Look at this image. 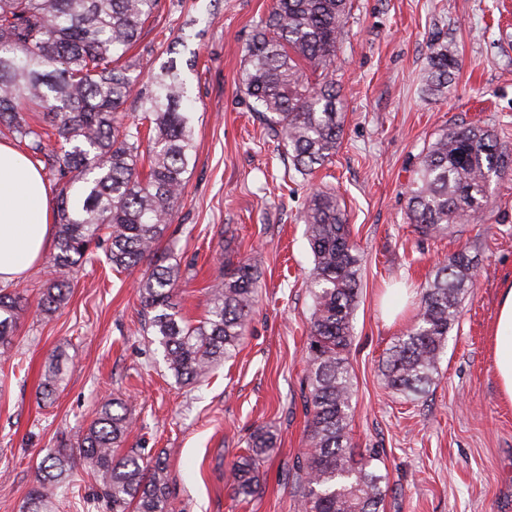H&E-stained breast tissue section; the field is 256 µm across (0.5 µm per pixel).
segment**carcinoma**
<instances>
[{"label":"carcinoma","instance_id":"carcinoma-1","mask_svg":"<svg viewBox=\"0 0 512 512\" xmlns=\"http://www.w3.org/2000/svg\"><path fill=\"white\" fill-rule=\"evenodd\" d=\"M158 6L159 0H0V135L15 141L57 186L51 263L60 272L33 296L0 289V347L11 344L25 308L52 315L67 303V273L102 260L122 273L150 260L138 287L144 331L162 349L173 378L195 384L236 355L257 302L258 273L244 260L214 279L206 317L190 324L173 303L181 264L156 258L184 175L196 162L189 89L176 63L168 62L145 94L132 76L135 61L126 57ZM350 10V0H272L244 47L239 92L302 175L333 158L342 134L336 49ZM458 66L448 46L436 47L423 76L427 89L445 94ZM133 96L144 110L130 120L123 106ZM34 112L42 120H33ZM510 168L512 158L490 130L473 123L442 131L409 181L408 223L422 236L447 235L449 225L488 208L492 179ZM301 219L313 257L307 451L294 463L304 486L301 512H380L386 478L376 465L379 452L370 448L355 458L348 436L362 255L335 193L313 192ZM473 268L472 258L457 252L421 288L414 322L382 365L392 392L412 399L434 383ZM66 359L64 350L53 351L39 397L56 394ZM131 425L122 400L105 401L75 438L59 441L32 472L20 512H55L59 489L80 462L109 512H167L164 464L132 448L121 451ZM275 444L271 427L255 428L231 464L235 495L258 493L260 462Z\"/></svg>","mask_w":512,"mask_h":512}]
</instances>
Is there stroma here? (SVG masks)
Segmentation results:
<instances>
[{"mask_svg": "<svg viewBox=\"0 0 512 512\" xmlns=\"http://www.w3.org/2000/svg\"><path fill=\"white\" fill-rule=\"evenodd\" d=\"M271 0H160L136 51L140 88L169 60L192 96L196 163L173 209L159 255L188 263L180 314L202 320L206 288L229 263L250 260L260 290L235 358L205 382L181 385L143 331L136 282L144 268L71 273L53 315L17 321L0 358V512H19L49 448L89 423L109 398L134 418L125 448L164 460L169 512H300L293 462L307 449L306 345L312 254L300 216L315 189L335 192L363 256L349 354L355 452L380 449L388 489L381 512H512V404L498 393L493 332L499 294L512 282V171L493 179L488 210L423 237L407 221L408 180L442 129L478 123L512 153V0H352L337 45L343 135L331 163L303 176L236 88L243 47ZM460 67L447 93L422 75L439 44ZM475 256L474 284L448 334L439 374L413 400L387 390L381 366L417 312L419 288L458 251ZM406 293L403 312L387 306ZM65 350L52 401L36 396L44 364ZM278 439L259 468L260 492L240 500L229 468L254 426ZM56 512H107L99 487L76 466Z\"/></svg>", "mask_w": 512, "mask_h": 512, "instance_id": "obj_1", "label": "stroma"}]
</instances>
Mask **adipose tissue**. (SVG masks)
I'll use <instances>...</instances> for the list:
<instances>
[{
	"mask_svg": "<svg viewBox=\"0 0 512 512\" xmlns=\"http://www.w3.org/2000/svg\"><path fill=\"white\" fill-rule=\"evenodd\" d=\"M54 215L40 170L9 143L0 142V285L25 276L51 243ZM500 395L512 402V284L500 293L494 331Z\"/></svg>",
	"mask_w": 512,
	"mask_h": 512,
	"instance_id": "adipose-tissue-1",
	"label": "adipose tissue"
}]
</instances>
